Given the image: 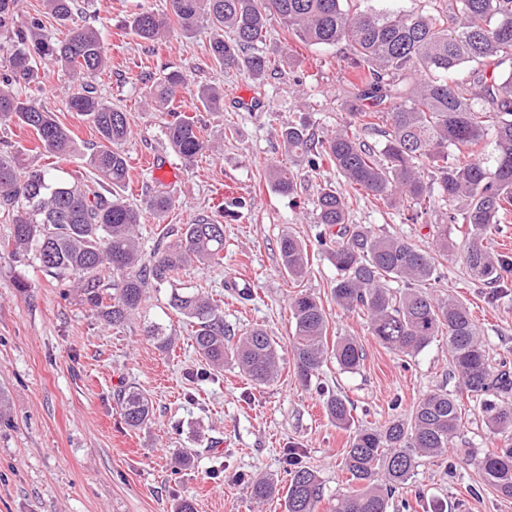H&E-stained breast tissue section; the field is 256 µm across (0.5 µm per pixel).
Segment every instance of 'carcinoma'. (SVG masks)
I'll list each match as a JSON object with an SVG mask.
<instances>
[{
	"label": "carcinoma",
	"instance_id": "obj_1",
	"mask_svg": "<svg viewBox=\"0 0 512 512\" xmlns=\"http://www.w3.org/2000/svg\"><path fill=\"white\" fill-rule=\"evenodd\" d=\"M345 0H169V11L132 14L131 31L144 41H160L177 30L191 35L205 22L214 31L211 57L226 69L242 70L252 79L274 67L258 49L272 20L309 46L345 43L347 67L358 83L336 130L315 133L308 117L280 128V143L316 172L327 161L353 190L390 205H407L426 214L440 203L442 224L431 225L436 252L428 253L397 235L379 234L349 223L353 197L326 184L315 204L320 231L336 268L331 294L336 305L365 317L368 331L398 356L422 352L435 338L447 337L453 374L468 401L495 435L512 438V368L492 367L469 309L459 300L421 290L434 276L437 256L460 250L469 276L487 287L512 271V261L488 246L493 225L502 222L512 205V0H430V10L390 15L357 12ZM66 28L61 38L43 32L37 18L18 21L19 0H0V120H16L34 130L41 152L62 157L77 151L71 131L39 100L23 96L16 85L38 80L39 66L67 69L64 90L68 111L92 122L100 139L86 155L97 188L48 169L25 166L20 154L0 155V213L13 224V256L34 255L43 272L53 277L78 276L84 301L107 323L123 325L139 310L149 289L176 279L196 264L219 265L224 253V225L208 219L185 224L175 241L166 243L146 264L142 262L137 226L143 211L121 194L129 179L130 138L126 113L99 99L95 83L110 68L101 32L72 23L73 0H48ZM475 63L469 81H448V74ZM209 109L221 106L217 86L193 91L180 70L144 86L146 103L169 107L185 96ZM373 129L382 140L368 143L360 131ZM169 147L183 160L216 149L195 122L179 117L165 127ZM493 137L494 163L479 155ZM278 193L294 196L300 183L279 166L267 170ZM174 199L157 191L147 208L161 218ZM467 225L458 244L451 226ZM288 277L307 273L305 244L291 234L279 243ZM112 271L104 285L99 270ZM403 284L401 288L391 283ZM168 305L191 325L197 352L214 371L226 361L258 385L278 376L280 346L266 329L252 327L239 334L224 325L218 304L198 288L171 292ZM294 333L291 351L299 378L309 383L330 360L352 373L363 349L351 337L327 344L329 320L322 302L307 292L291 297ZM115 400L128 426L147 424L153 405L135 386L116 391ZM336 425L350 431L343 469L355 488L337 499L332 512H388L392 491L408 485L417 459L446 455L464 425L460 396L443 390L426 394L410 419H394L380 428L355 425L353 406L330 395L325 402ZM483 482L512 498V446L488 451L478 463ZM286 512H316L322 487L317 472L295 465L288 472ZM277 492L270 479L251 483V496L263 501Z\"/></svg>",
	"mask_w": 512,
	"mask_h": 512
}]
</instances>
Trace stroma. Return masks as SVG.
<instances>
[{
  "label": "stroma",
  "mask_w": 512,
  "mask_h": 512,
  "mask_svg": "<svg viewBox=\"0 0 512 512\" xmlns=\"http://www.w3.org/2000/svg\"><path fill=\"white\" fill-rule=\"evenodd\" d=\"M166 7L167 0H91L75 19L100 30L112 66L96 94L126 112L130 124L125 198L141 206L163 188L175 200L163 220L145 215L140 226L144 254L166 243L171 231L203 217L224 226V261L192 267L175 284L150 291L139 313L114 328L81 301L71 278L49 276L36 261L19 263L0 250V394L7 402L0 412V512H174L183 500L191 501L195 512H286L281 488L288 481V447L298 448L302 465L318 472L323 497L317 512H330L352 488L342 468L349 433L327 415L322 388L350 400L356 424L372 428L408 417L430 391H459L445 338L416 356L400 357L376 342L362 315L337 307L331 296L336 271L316 241L313 224L318 191L335 174L326 164L319 176L308 175L278 140L280 127L303 111L323 132L342 122L339 104L350 92L345 45L309 46L271 21L261 48L278 68L256 82L211 58L206 26L154 43L131 33L128 21L134 12ZM172 70L187 73L194 88L224 90L221 109L190 101L180 109L217 146L191 164L166 142L168 110L147 106L142 94L144 84ZM67 80L61 67H45L32 93L70 129L77 144V153L61 160V167L89 181L93 175L83 155L99 137L91 123L66 108ZM297 82L303 94L295 100L289 91ZM249 94L256 104L246 109L240 99ZM230 128L237 131L231 140L224 136ZM7 151L21 152L36 168L49 164L30 128L0 121V153ZM152 154L166 158L172 183L155 182L147 164ZM272 163L297 174V197L281 195L268 183L266 169ZM411 215L402 206L363 200L350 221L433 251L428 226L441 221V211L418 221ZM288 232L308 245L309 272L297 283L289 280L279 255V239ZM231 276L251 278L252 297L228 293L224 280ZM176 287L199 288L218 299L231 328H265L282 348L278 380L260 388L230 364L221 373L205 374L189 327L168 305ZM301 290L320 298L329 317V340L352 336L362 346L364 358L356 372L340 370L331 359L318 384L300 381L289 349V299ZM429 291L465 304L491 364H512V276L498 289L487 288L468 277L454 252L441 259ZM153 324L174 336L170 350L146 338ZM124 385L138 387L151 399L147 426L126 424L114 399ZM503 445L477 410H470L447 456L421 459L399 495L409 500L410 512H512V499L485 486L475 463ZM178 448L195 449L190 464L176 463ZM467 453L473 463L460 461L456 473H449V458ZM260 476L272 479L280 491L259 503L246 480Z\"/></svg>",
  "instance_id": "obj_1"
}]
</instances>
